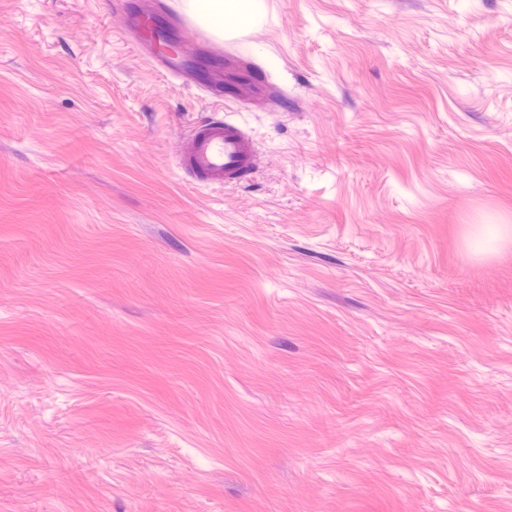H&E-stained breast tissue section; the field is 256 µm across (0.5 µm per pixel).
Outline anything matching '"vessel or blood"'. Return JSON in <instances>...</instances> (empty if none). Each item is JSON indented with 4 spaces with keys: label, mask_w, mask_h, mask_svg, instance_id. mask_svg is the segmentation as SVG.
<instances>
[{
    "label": "vessel or blood",
    "mask_w": 512,
    "mask_h": 512,
    "mask_svg": "<svg viewBox=\"0 0 512 512\" xmlns=\"http://www.w3.org/2000/svg\"><path fill=\"white\" fill-rule=\"evenodd\" d=\"M127 36L148 52L164 74H181L201 41L182 17L164 5L130 13ZM178 168L196 183L235 185L252 179L257 151L253 136L240 124L211 117L191 127Z\"/></svg>",
    "instance_id": "1"
}]
</instances>
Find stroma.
I'll return each mask as SVG.
<instances>
[{
    "label": "stroma",
    "mask_w": 512,
    "mask_h": 512,
    "mask_svg": "<svg viewBox=\"0 0 512 512\" xmlns=\"http://www.w3.org/2000/svg\"><path fill=\"white\" fill-rule=\"evenodd\" d=\"M125 25L0 0V512H512V0L197 24L245 102ZM177 167L198 184L235 185L253 178L257 151L240 124L210 117L191 127Z\"/></svg>",
    "instance_id": "1"
}]
</instances>
